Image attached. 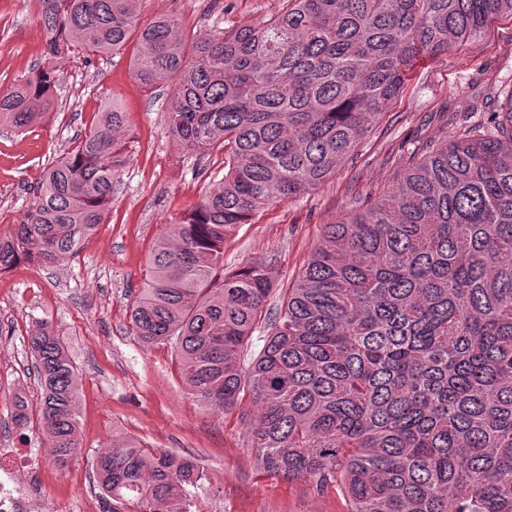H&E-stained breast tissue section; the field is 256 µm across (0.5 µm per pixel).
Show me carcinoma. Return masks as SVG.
I'll return each mask as SVG.
<instances>
[{
  "mask_svg": "<svg viewBox=\"0 0 512 512\" xmlns=\"http://www.w3.org/2000/svg\"><path fill=\"white\" fill-rule=\"evenodd\" d=\"M44 61L0 90V120L47 115L54 63L136 38L133 75L174 82L166 134L224 154V177L158 241L130 317L169 343L190 394L215 412L247 391L260 467L347 512H512V87L486 128L405 169L370 207L323 225L274 320L268 264L224 273V244L279 200L320 188L403 93L421 57L477 38L512 0H288L267 20L186 43L176 15L139 23L141 0H39ZM112 106L46 168L0 272L76 256L104 223L128 156ZM267 329L250 361L251 338ZM36 423L57 464L78 454L79 392L66 343L28 331ZM15 424L30 423L17 396ZM102 512H192L202 470L134 438L95 461Z\"/></svg>",
  "mask_w": 512,
  "mask_h": 512,
  "instance_id": "1",
  "label": "carcinoma"
}]
</instances>
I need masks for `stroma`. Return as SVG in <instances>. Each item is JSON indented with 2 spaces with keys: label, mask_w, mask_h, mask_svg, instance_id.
<instances>
[{
  "label": "stroma",
  "mask_w": 512,
  "mask_h": 512,
  "mask_svg": "<svg viewBox=\"0 0 512 512\" xmlns=\"http://www.w3.org/2000/svg\"><path fill=\"white\" fill-rule=\"evenodd\" d=\"M286 0H143L141 23L178 15L187 37L213 23L231 30L282 11ZM38 0H0V89L43 59ZM132 48L116 55L73 50L57 63L60 87L47 117L24 132L0 126V238L31 202L48 161L72 147L77 131L105 106L127 112L133 144L103 224L76 259L20 263L0 274V448H18L59 512H100L93 459L116 435L195 462L203 478L192 512H346L341 490L265 472L256 463L250 396L217 413L193 398L167 345H144L130 313L158 240L224 175L219 152L190 154L165 133L172 82L142 86ZM512 82V17L493 19L477 39L448 55L421 59L388 112L319 189L257 212L224 246L225 271L266 262L273 277L269 309H278L306 265L323 225L366 209L394 189L412 160L448 143L473 119L467 104L494 110ZM62 334L77 367L81 448L58 467L35 433L11 420L15 395L38 396L27 332L35 322Z\"/></svg>",
  "instance_id": "stroma-1"
}]
</instances>
